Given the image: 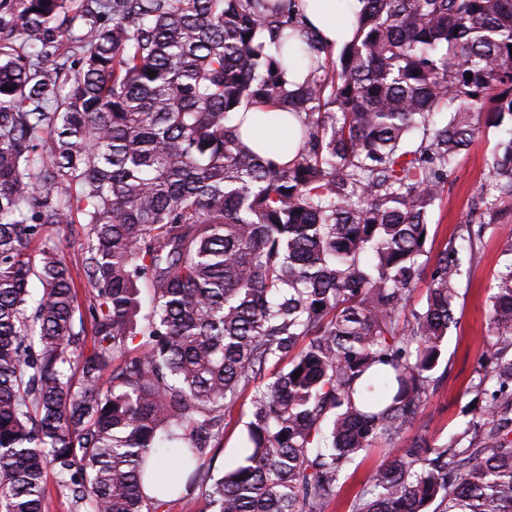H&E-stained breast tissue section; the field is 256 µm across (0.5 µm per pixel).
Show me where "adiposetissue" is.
Returning a JSON list of instances; mask_svg holds the SVG:
<instances>
[{"label":"adipose tissue","instance_id":"1","mask_svg":"<svg viewBox=\"0 0 512 512\" xmlns=\"http://www.w3.org/2000/svg\"><path fill=\"white\" fill-rule=\"evenodd\" d=\"M304 23L315 30L329 50L341 49L355 32L361 0H296ZM243 141L259 155L283 164L291 161L303 140L297 120L281 108L264 104L242 115Z\"/></svg>","mask_w":512,"mask_h":512}]
</instances>
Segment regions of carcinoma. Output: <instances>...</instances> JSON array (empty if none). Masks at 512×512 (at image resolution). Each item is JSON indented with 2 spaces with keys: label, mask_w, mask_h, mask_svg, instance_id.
<instances>
[{
  "label": "carcinoma",
  "mask_w": 512,
  "mask_h": 512,
  "mask_svg": "<svg viewBox=\"0 0 512 512\" xmlns=\"http://www.w3.org/2000/svg\"><path fill=\"white\" fill-rule=\"evenodd\" d=\"M362 2L335 60L293 0H0V512H43L49 467L75 512H158L149 486L200 488L213 512H327L420 418L463 253L512 220V0ZM267 103L306 133L285 164L233 125ZM483 127L504 136L479 232L431 265L429 209ZM488 331L460 430L372 469L349 512H512L511 233ZM244 394L239 460L215 476ZM66 240L63 241V256L67 264L72 270L77 284L79 293V302L82 304L86 300V294L88 293V283L86 281L85 273L83 271L82 264V246L83 233L81 226L75 224L66 233ZM240 400L228 414L224 416V440L219 448H213L205 458V466H210L215 473L224 469L225 462L236 453L245 425L249 421L248 402Z\"/></svg>",
  "instance_id": "cac0c4a2"
}]
</instances>
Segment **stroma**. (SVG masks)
Wrapping results in <instances>:
<instances>
[{
    "mask_svg": "<svg viewBox=\"0 0 512 512\" xmlns=\"http://www.w3.org/2000/svg\"><path fill=\"white\" fill-rule=\"evenodd\" d=\"M500 137L498 130L483 129L469 150L463 154L450 173L445 190L429 212V238L426 249L438 254L449 246L459 245L466 224L476 221V188L488 174V162ZM507 228L486 229L477 247L479 258L465 267L460 280V297L455 303L459 320L448 334L442 349L438 374L442 381L412 429L402 432L390 444L389 451L371 452L364 463L345 483L329 512H349L351 500L362 488L369 471L383 463L387 453H401L415 438L423 436L435 444H443L463 422V413L471 397L467 392L469 379L484 351L488 334L487 298L495 285L500 253L505 245ZM246 404H237L224 417V440L207 455L205 463L211 470L222 471L236 453L245 425L249 420Z\"/></svg>",
    "mask_w": 512,
    "mask_h": 512,
    "instance_id": "35a3bbf8",
    "label": "stroma"
}]
</instances>
